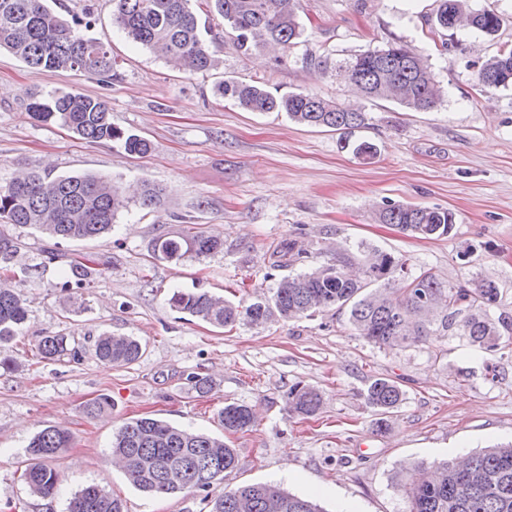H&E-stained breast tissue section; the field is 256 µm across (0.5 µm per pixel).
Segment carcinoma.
<instances>
[{
	"mask_svg": "<svg viewBox=\"0 0 512 512\" xmlns=\"http://www.w3.org/2000/svg\"><path fill=\"white\" fill-rule=\"evenodd\" d=\"M113 22L135 43L149 49L172 66L187 71H207L216 66L215 51L204 38L199 16L189 0H113ZM224 20L239 49L279 46L291 48L303 35L299 0H203ZM90 21L73 14L66 19L44 0H0V49L4 48L27 66L45 71H75L103 78L117 76L116 60L100 41L87 38L82 28ZM501 17L491 9L472 10L467 0H439L431 33L456 29L493 36ZM349 82L370 100L394 101L416 112L434 109L444 98L424 56L414 47L394 42L383 49L357 54L342 66ZM476 81L481 91L512 86V47L503 48L479 68ZM222 99L247 112H284L297 123L350 133L366 125L359 108L324 99L308 92L274 94L235 78L215 87ZM29 111L43 124L58 123L91 143L120 141L128 154L143 155L150 142L112 126L104 101L92 96L61 92L34 99ZM163 189L147 182L140 205L162 204ZM126 208L122 187L94 175L54 177L30 172L0 183V269L10 270L18 254V242L8 225L33 226L60 239H91L112 229L118 213ZM382 224L421 238L445 237L453 229L455 215L439 207L389 204L377 213ZM224 250V239L189 226L176 236H160L152 245L154 258L179 262L202 259ZM308 258L293 239L282 241L270 253L273 269ZM94 261L79 256L72 261L76 287L96 274ZM347 260L283 278L272 297L259 298L242 307L208 293L177 291L170 305L217 327L241 321L260 325L312 317L332 307L346 311L358 335L384 349L403 350L423 343L432 333L455 331L469 344L493 353L504 335H512V318L489 317L499 304L501 291L492 282L473 288L447 287L429 273H421L400 288L389 287L404 264L391 255L369 250L364 255L363 276L346 271ZM382 283L377 288L375 284ZM29 310L10 288H0V345L10 343L26 324ZM37 350L52 360L68 352L67 337H41ZM96 357L125 366L143 354L142 344L131 336L102 332L94 342ZM369 407L378 412L377 427L388 426L390 414L404 400L393 380L376 379L365 392ZM288 412L309 418L320 410L321 393L296 382L287 393ZM224 431L236 433L253 423L251 409L241 403L224 405L219 414ZM69 431L47 427L29 441L30 462L20 478L28 491L42 498L56 494L59 473L51 462L70 446ZM112 455L121 463L135 488L161 495L207 491L237 467L235 449L204 433L176 428L153 418H133L123 423L112 443ZM406 512H512V443L487 448L461 461L422 465L419 477L404 489ZM68 512H124L122 500L96 484L84 486L68 504ZM210 512H322L314 501L272 484H250L226 490L212 501Z\"/></svg>",
	"mask_w": 512,
	"mask_h": 512,
	"instance_id": "1",
	"label": "carcinoma"
}]
</instances>
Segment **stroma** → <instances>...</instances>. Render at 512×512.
Segmentation results:
<instances>
[{"label": "stroma", "mask_w": 512, "mask_h": 512, "mask_svg": "<svg viewBox=\"0 0 512 512\" xmlns=\"http://www.w3.org/2000/svg\"><path fill=\"white\" fill-rule=\"evenodd\" d=\"M502 18L491 37L452 30L431 34L437 0H300V42L282 50L243 51L213 20L217 65L178 70L132 42L112 23V0H48L59 14L89 15V37L120 63L119 76L39 71L0 51V182L19 171L93 174L137 193L163 188L154 209L138 202L118 214L110 234L62 240L29 226L10 281L29 319L0 347V512H66L84 485L120 496L126 512H207L203 495H154L133 487L111 461L112 438L127 419L151 416L181 429L223 436L238 466L213 493L277 484L323 512H404V483L417 466L452 460L512 441V344L491 354L452 334L419 346L385 350L357 336L346 313L261 326L220 328L171 308L176 291L208 292L236 303L272 296L283 277L356 255L367 246L435 274L450 287L494 281L501 291L491 317H512V88L481 92L478 67L512 46V0H468ZM401 41L425 56L446 94L437 108L413 112L354 95L336 64ZM271 91H309L362 108L368 127L345 135L295 123L282 112H246L218 98L226 78ZM76 92L103 99L115 127L145 137L144 156L121 142L89 143L57 124L34 121L33 94ZM369 141L377 154L356 157L345 141ZM439 207L455 215L445 237L423 239L379 223L387 204ZM190 224L223 236L224 250L180 262L153 259L151 244ZM309 251L306 265L271 269L267 251L286 238ZM92 256L89 285L71 284L70 262ZM103 331L133 336L141 358L127 366L99 361ZM69 336L78 356L38 358L40 337ZM212 382L196 392L192 376ZM398 382L405 399L378 430L365 402L371 380ZM303 382L322 393L317 416H290L285 394ZM106 414L87 413L99 395ZM251 406L248 430L224 433L225 404ZM68 429L70 448L54 465L53 498L29 493L19 478L30 437L46 426Z\"/></svg>", "instance_id": "1"}]
</instances>
